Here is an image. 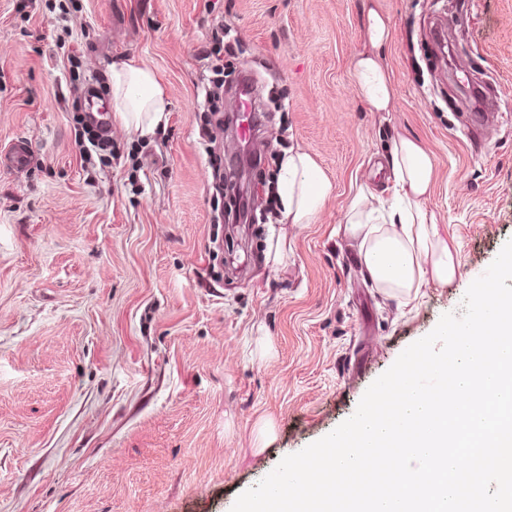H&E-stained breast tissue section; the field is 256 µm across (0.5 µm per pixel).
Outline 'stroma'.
Returning <instances> with one entry per match:
<instances>
[{
    "mask_svg": "<svg viewBox=\"0 0 512 512\" xmlns=\"http://www.w3.org/2000/svg\"><path fill=\"white\" fill-rule=\"evenodd\" d=\"M0 0V512H231L368 387L512 239V0ZM390 21L392 111L351 76L369 8ZM254 79L258 223H215L199 145L216 23ZM132 59L169 93L146 139L113 127L86 161L72 69L110 103ZM432 153L427 207L459 275L409 305L374 288L338 233L365 185L389 198L397 136ZM334 188L311 224L267 217L284 151ZM285 235L282 264L267 252ZM31 148L25 141L17 140L10 148L0 155L1 167H9L13 171L26 169L32 162Z\"/></svg>",
    "mask_w": 512,
    "mask_h": 512,
    "instance_id": "obj_1",
    "label": "stroma"
}]
</instances>
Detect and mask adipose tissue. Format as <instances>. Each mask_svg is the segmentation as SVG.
<instances>
[{
  "label": "adipose tissue",
  "instance_id": "1",
  "mask_svg": "<svg viewBox=\"0 0 512 512\" xmlns=\"http://www.w3.org/2000/svg\"><path fill=\"white\" fill-rule=\"evenodd\" d=\"M365 39L369 49L353 64L356 86L375 111H391L395 90L381 54L391 30L387 16L378 9L368 12ZM109 79L115 120L140 137L152 135L164 123L170 105L154 72L128 60L112 64ZM389 161L394 203L380 211L372 206V193L358 191L344 231L359 239L362 262L376 287L406 302L428 284L451 283L459 261L426 206L434 169L431 152L419 141L401 136L390 147ZM276 192L281 223L309 224L330 196L332 183L309 154L291 151L280 161Z\"/></svg>",
  "mask_w": 512,
  "mask_h": 512
}]
</instances>
